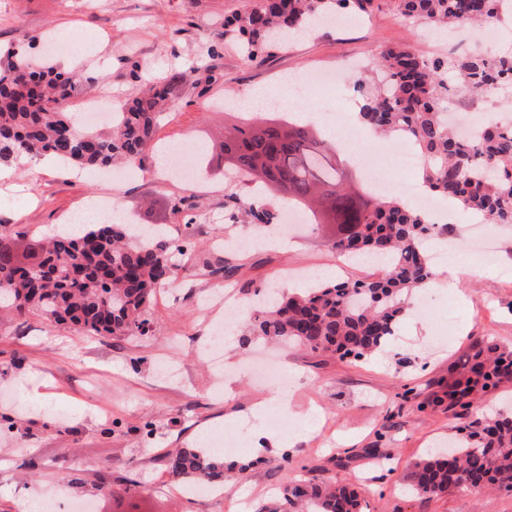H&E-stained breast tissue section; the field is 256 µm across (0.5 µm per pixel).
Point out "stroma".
Listing matches in <instances>:
<instances>
[{"label":"stroma","instance_id":"1","mask_svg":"<svg viewBox=\"0 0 512 512\" xmlns=\"http://www.w3.org/2000/svg\"><path fill=\"white\" fill-rule=\"evenodd\" d=\"M252 0H0V48L20 33H46L82 46L79 59L43 56L33 61L66 67L96 92H110L113 109L147 81L186 74L209 59L215 81H184L176 89L157 135L208 141L218 147L235 118L209 109L211 100L243 97L274 87L283 75L336 60L366 63L385 49L412 47L427 56L448 50L397 20L387 3L351 19L318 27L285 45L267 47L254 60L224 40V19L245 13ZM219 55L207 58L208 45ZM106 199L139 224H162L184 248L177 296L155 300L149 335L89 336L68 323L39 314L0 319V512H17L29 494L60 490L90 500L94 512H224L222 502L188 494L164 463L167 452L191 446L200 429L227 427L243 434L234 453L248 464L244 476L225 485L236 490L243 512L273 506V489L296 476L345 479L360 486L368 512H512V495L459 491L443 496L408 492L409 465L456 431L493 411L512 413V383L479 396L456 416L431 409L474 338L512 349V229L486 225L493 254H474L478 276L449 278L423 289L383 353L340 359L301 346L279 347L288 372V418L316 409L312 429L270 430L253 405L274 388L251 379L235 381L229 396L210 394L214 369L204 353L210 336L205 304L230 288L251 304L257 291L284 283L295 270L335 271L328 237L313 225L287 243L258 248L219 245L221 237L261 232L258 224H231L224 197V170L208 186L165 176L153 158L125 169L120 180L100 171L14 166L0 180V224L16 232L26 250L50 235L68 212L89 199ZM376 456H369V449ZM292 467L281 464L282 456Z\"/></svg>","mask_w":512,"mask_h":512}]
</instances>
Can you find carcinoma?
<instances>
[{"instance_id":"1","label":"carcinoma","mask_w":512,"mask_h":512,"mask_svg":"<svg viewBox=\"0 0 512 512\" xmlns=\"http://www.w3.org/2000/svg\"><path fill=\"white\" fill-rule=\"evenodd\" d=\"M403 22L433 28L468 29L496 24L504 0H389ZM375 0H255L245 15L224 20V36L255 55L258 43L293 36L340 8L360 17ZM13 58L0 72V162L21 153H48L67 163L107 167L115 161L143 164L154 148L160 115L171 100L178 74L142 92L134 90L112 127L85 131L70 111L75 76ZM373 80H355L359 115L378 133L404 135L422 160V178L433 191L490 224L512 225V127L487 123L462 139L441 111L448 92L463 86L475 96L512 83V53L425 57L409 47L383 51L371 65ZM224 168L235 179L257 182L274 201L333 228L339 255L388 258L366 280L320 283L266 299L245 319L248 335L302 345L313 352L366 357L392 341L410 299L427 287L431 271L424 243L437 233L424 213L397 196H377L336 145L309 122L280 112L257 113L225 129ZM241 212L264 221L270 207L227 188ZM0 224V310L22 317L39 313L69 322L91 336H145L159 288L168 285L182 249L156 231L131 241V225L108 224L81 236L54 235L30 264L10 245ZM512 379V351L476 339L442 397L420 407L446 406L452 414L470 408L475 393ZM453 451L426 455L406 473L409 488L431 496L497 490L512 493V417L477 419L456 436ZM169 472L186 483L224 482L234 465L204 452L180 448L166 457ZM269 512H364L359 492L343 480L302 476L279 489Z\"/></svg>"}]
</instances>
